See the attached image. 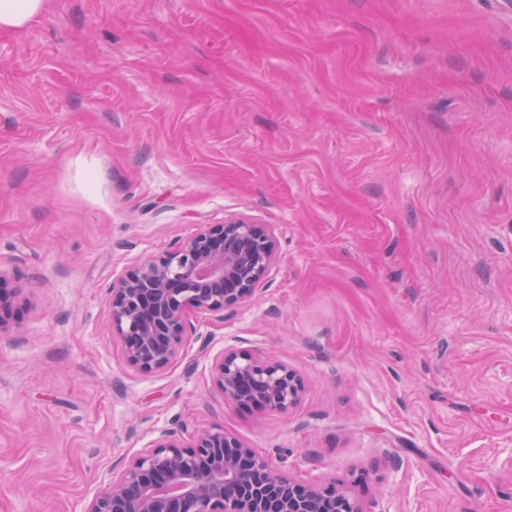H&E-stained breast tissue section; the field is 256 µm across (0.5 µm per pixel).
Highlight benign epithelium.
Here are the masks:
<instances>
[{
  "label": "benign epithelium",
  "instance_id": "benign-epithelium-1",
  "mask_svg": "<svg viewBox=\"0 0 512 512\" xmlns=\"http://www.w3.org/2000/svg\"><path fill=\"white\" fill-rule=\"evenodd\" d=\"M276 256L270 228L245 217L207 225L173 250L112 282V326L123 356L143 372L167 369L195 328L193 312H224L250 298ZM213 387L238 407L286 411L303 386L278 361L226 348L210 366ZM86 512H362L334 484L293 481L224 430L165 433L128 460Z\"/></svg>",
  "mask_w": 512,
  "mask_h": 512
}]
</instances>
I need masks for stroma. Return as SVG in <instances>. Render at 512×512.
<instances>
[{
	"instance_id": "1",
	"label": "stroma",
	"mask_w": 512,
	"mask_h": 512,
	"mask_svg": "<svg viewBox=\"0 0 512 512\" xmlns=\"http://www.w3.org/2000/svg\"><path fill=\"white\" fill-rule=\"evenodd\" d=\"M277 260L164 371L113 281L209 224ZM0 512H86L167 431L222 429L362 512H512V8L50 0L0 30ZM303 384L213 391L225 348ZM213 387L237 407L287 411L300 397V379L278 361L225 348L210 366Z\"/></svg>"
}]
</instances>
